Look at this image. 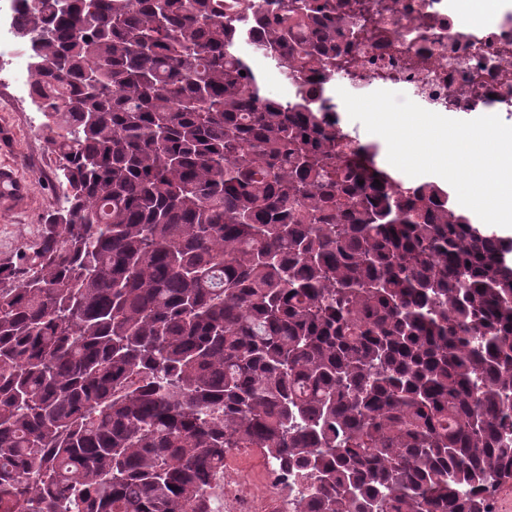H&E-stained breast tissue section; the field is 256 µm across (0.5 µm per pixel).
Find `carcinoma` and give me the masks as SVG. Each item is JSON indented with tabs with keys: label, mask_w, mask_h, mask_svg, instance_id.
Returning <instances> with one entry per match:
<instances>
[{
	"label": "carcinoma",
	"mask_w": 512,
	"mask_h": 512,
	"mask_svg": "<svg viewBox=\"0 0 512 512\" xmlns=\"http://www.w3.org/2000/svg\"><path fill=\"white\" fill-rule=\"evenodd\" d=\"M18 2L68 206L0 263V512H217L238 448L297 512H489L512 241L307 91L364 30L347 0ZM264 69L268 90L278 96H287L288 99H292L296 94V85L288 79V86L279 74L280 71L276 67L275 62L270 60H263L261 66ZM288 89V93L287 90Z\"/></svg>",
	"instance_id": "1"
}]
</instances>
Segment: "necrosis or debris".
<instances>
[{"instance_id": "4bbe7bcc", "label": "necrosis or debris", "mask_w": 512, "mask_h": 512, "mask_svg": "<svg viewBox=\"0 0 512 512\" xmlns=\"http://www.w3.org/2000/svg\"><path fill=\"white\" fill-rule=\"evenodd\" d=\"M489 20L469 26L456 0H350L353 10L379 30L358 44L338 69L341 88L389 90L407 86L414 103L433 112H491L512 121V0H489ZM21 14L16 0H0V84L14 98L36 101V76L17 45ZM234 480L218 479L219 512H295L298 498L273 463L263 470L239 468ZM259 495L245 493L253 482Z\"/></svg>"}]
</instances>
